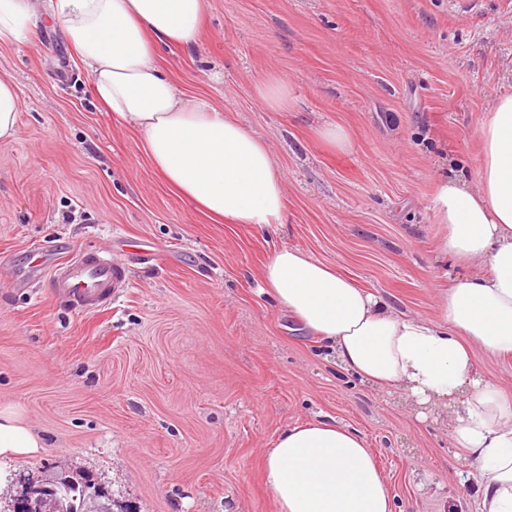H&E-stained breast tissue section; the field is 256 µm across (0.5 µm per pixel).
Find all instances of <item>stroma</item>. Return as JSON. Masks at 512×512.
I'll use <instances>...</instances> for the list:
<instances>
[{
    "mask_svg": "<svg viewBox=\"0 0 512 512\" xmlns=\"http://www.w3.org/2000/svg\"><path fill=\"white\" fill-rule=\"evenodd\" d=\"M193 47L157 61L271 148L285 224H219L166 185L142 137L95 102L60 30L0 44L19 133L0 141V406L16 405L40 454L0 463V512L17 478L90 473L114 512H275L263 452L328 414L357 430L395 512H469L478 472L447 421L399 391L348 377L258 291L283 245L335 265L400 311L437 313L446 266L428 200L449 165L473 174L478 129L512 87V0H208ZM288 83L287 111L257 88ZM342 125L352 147L316 135ZM94 253L131 280L78 313L33 253Z\"/></svg>",
    "mask_w": 512,
    "mask_h": 512,
    "instance_id": "35a3bbf8",
    "label": "stroma"
}]
</instances>
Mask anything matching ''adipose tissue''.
Instances as JSON below:
<instances>
[{"mask_svg":"<svg viewBox=\"0 0 512 512\" xmlns=\"http://www.w3.org/2000/svg\"><path fill=\"white\" fill-rule=\"evenodd\" d=\"M205 12L206 0H55L50 20L169 186L227 224L285 223V179L268 144L180 97L156 62L160 47L197 41ZM33 14L32 0H0V42L30 40ZM478 137L474 177L442 176L429 201L446 228L443 253L476 269L442 291L437 320L400 313L296 247L271 253L260 290L347 374L449 417L455 447L478 468L473 512H512V398L477 376L473 354L512 355V91L496 96ZM43 447L21 409L0 407V459ZM262 475L277 512H394L364 438L330 416L281 432Z\"/></svg>","mask_w":512,"mask_h":512,"instance_id":"ef3b65f1","label":"adipose tissue"}]
</instances>
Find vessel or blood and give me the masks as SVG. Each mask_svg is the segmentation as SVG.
Masks as SVG:
<instances>
[{
	"instance_id": "1",
	"label": "vessel or blood",
	"mask_w": 512,
	"mask_h": 512,
	"mask_svg": "<svg viewBox=\"0 0 512 512\" xmlns=\"http://www.w3.org/2000/svg\"><path fill=\"white\" fill-rule=\"evenodd\" d=\"M51 281L56 296L80 312H92L111 304L128 285L122 265L86 253L56 263Z\"/></svg>"
}]
</instances>
